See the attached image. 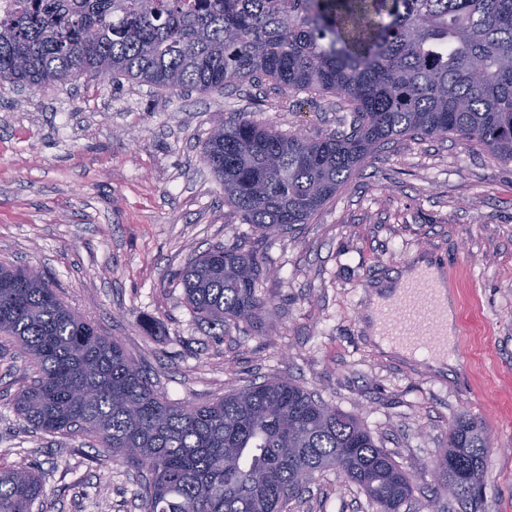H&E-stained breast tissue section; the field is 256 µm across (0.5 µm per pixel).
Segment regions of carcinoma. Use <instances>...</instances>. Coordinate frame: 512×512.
I'll return each instance as SVG.
<instances>
[{
    "label": "carcinoma",
    "instance_id": "cac0c4a2",
    "mask_svg": "<svg viewBox=\"0 0 512 512\" xmlns=\"http://www.w3.org/2000/svg\"><path fill=\"white\" fill-rule=\"evenodd\" d=\"M87 72L172 93L265 80L339 96L351 120L333 135L238 117L206 139L224 201L263 232L307 223L397 136H452L512 164V0H12L0 14L1 83L44 90ZM178 280L199 323L261 324L253 253L210 248ZM0 336L34 370L16 414L43 435L87 438L95 463L143 471V512H288L331 469L377 512L413 497L356 416L284 378L195 406L171 401L41 273L0 265ZM448 438L435 468L479 512L486 431L460 418ZM42 496L36 471L0 468V512H34Z\"/></svg>",
    "mask_w": 512,
    "mask_h": 512
}]
</instances>
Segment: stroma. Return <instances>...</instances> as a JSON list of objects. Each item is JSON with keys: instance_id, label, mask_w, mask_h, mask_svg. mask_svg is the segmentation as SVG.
<instances>
[{"instance_id": "35a3bbf8", "label": "stroma", "mask_w": 512, "mask_h": 512, "mask_svg": "<svg viewBox=\"0 0 512 512\" xmlns=\"http://www.w3.org/2000/svg\"><path fill=\"white\" fill-rule=\"evenodd\" d=\"M241 113L308 137L350 121L336 96L267 82L179 95L89 75L43 91L0 84V263L48 276L172 401L281 377L355 415L413 482L402 512H464L433 470L453 421L474 418L491 447L482 510L512 512V165L461 139L399 137L308 223L261 233L202 159L214 123ZM218 245L257 256L260 328L215 336L187 310L178 273ZM421 255L455 269L466 336L444 371L383 350L366 326L373 293ZM30 381L0 339V465L41 472L42 512H140L136 468L97 465L82 437H44L17 416ZM291 512L376 508L327 471Z\"/></svg>"}]
</instances>
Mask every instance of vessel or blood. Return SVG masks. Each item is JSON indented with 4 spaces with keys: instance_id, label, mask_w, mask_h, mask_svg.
<instances>
[{
    "instance_id": "obj_1",
    "label": "vessel or blood",
    "mask_w": 512,
    "mask_h": 512,
    "mask_svg": "<svg viewBox=\"0 0 512 512\" xmlns=\"http://www.w3.org/2000/svg\"><path fill=\"white\" fill-rule=\"evenodd\" d=\"M383 336L395 346L447 354V309L440 302L435 279L421 276L387 306Z\"/></svg>"
}]
</instances>
